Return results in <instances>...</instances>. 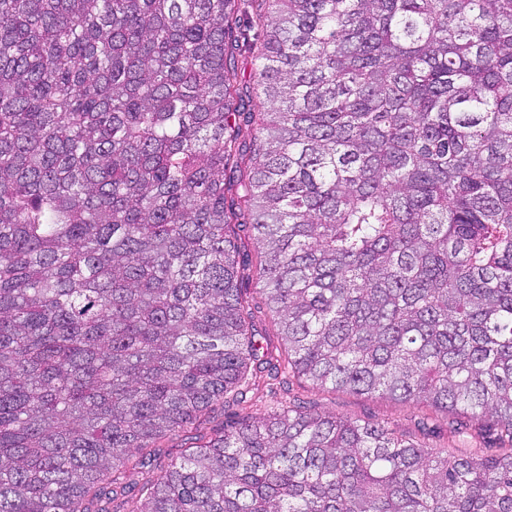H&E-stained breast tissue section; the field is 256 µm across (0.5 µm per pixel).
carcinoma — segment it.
<instances>
[{
	"label": "carcinoma",
	"mask_w": 512,
	"mask_h": 512,
	"mask_svg": "<svg viewBox=\"0 0 512 512\" xmlns=\"http://www.w3.org/2000/svg\"><path fill=\"white\" fill-rule=\"evenodd\" d=\"M254 2L240 88L236 0H0V512H108L274 368L240 229L294 373L498 452L298 404L133 512H512V0ZM239 10L237 15L238 23L234 30L237 35L236 40L238 50L236 51V68L233 81L237 84H251L255 77V67L251 54L252 44L256 36L253 31L247 27V17L250 12V0H239ZM470 424L474 438H469L465 443H459V447L468 448L472 450V452L476 451L479 454L494 453L496 448L493 447L492 443L485 435V431L491 425V420L487 417L475 418L470 421ZM161 475L160 468L148 467L130 470L123 475L122 481L128 486L129 493L123 503L121 500L112 503V512H131L141 495V489L153 483Z\"/></svg>",
	"instance_id": "carcinoma-1"
}]
</instances>
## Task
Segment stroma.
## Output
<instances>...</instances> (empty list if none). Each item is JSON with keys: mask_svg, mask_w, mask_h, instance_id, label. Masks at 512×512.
Segmentation results:
<instances>
[{"mask_svg": "<svg viewBox=\"0 0 512 512\" xmlns=\"http://www.w3.org/2000/svg\"><path fill=\"white\" fill-rule=\"evenodd\" d=\"M238 4V23L235 29L238 50L233 80L241 85L252 83L255 77L251 54L255 35L247 27L250 0H238ZM244 245L249 254L250 266L241 282L242 294L253 312L257 339L276 364L278 373L274 376L263 375L258 388L247 393L244 403L226 407L222 419L201 416V434L212 435L221 423L234 422L245 414L258 417L282 410L297 399L323 414L344 417L361 424L386 425L397 434L424 442L436 450L450 447L445 413L432 410L425 414L429 417V429L424 432L417 425L418 418L423 414L409 405L379 395L321 389L305 379L289 374L288 351L279 335L277 320L267 308L261 293L257 246L251 239L245 240Z\"/></svg>", "mask_w": 512, "mask_h": 512, "instance_id": "obj_1", "label": "stroma"}]
</instances>
